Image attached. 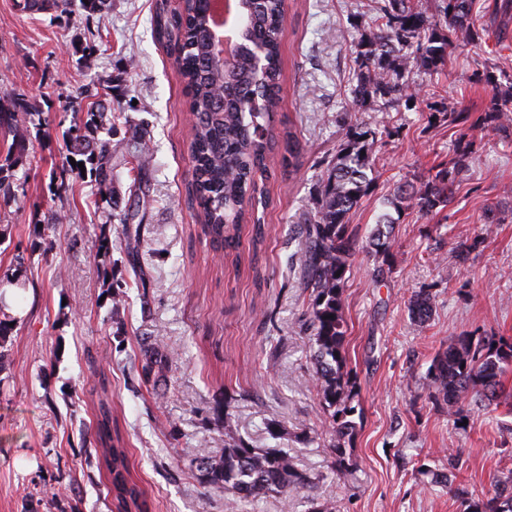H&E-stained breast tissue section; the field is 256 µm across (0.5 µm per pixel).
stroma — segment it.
Wrapping results in <instances>:
<instances>
[{"instance_id":"obj_1","label":"stroma","mask_w":512,"mask_h":512,"mask_svg":"<svg viewBox=\"0 0 512 512\" xmlns=\"http://www.w3.org/2000/svg\"><path fill=\"white\" fill-rule=\"evenodd\" d=\"M155 2L106 0L67 18L0 0V96L23 97L41 115L22 163L0 174V277L27 284L4 309L16 325L0 350V512H110L92 442L103 397L149 512H311L316 501L333 512H458L452 489L492 492L512 469V406L478 405L454 423L428 399L426 375L461 332L512 338V124L475 135L448 207L400 217L387 280L374 281L373 256L352 262L345 355L361 418L344 477L313 381L300 257L345 122L379 132L374 189L349 217L363 238L387 195L447 155L448 102L484 110L492 92L481 75L512 73V11L483 10L477 41L454 43L437 71L405 74L420 93L415 109L356 113L353 45L374 22V0H286L279 117L302 150L290 168L273 159L264 238L253 244L251 225L241 226L237 265L213 249L191 204L184 83L154 36ZM74 99L116 114L113 143L134 124L149 147L144 168H120L100 206L88 204L89 179L63 167ZM128 210L133 224L116 222ZM51 215L48 252L40 240ZM104 224L113 245L103 258ZM460 242L470 248L464 266ZM110 281L122 286L120 305L105 298ZM421 291L432 313L417 326L409 302ZM148 349L167 356L165 385L143 378ZM228 417L252 447L288 449L309 485L250 502L211 490L195 452L223 449Z\"/></svg>"}]
</instances>
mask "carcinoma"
<instances>
[{
  "mask_svg": "<svg viewBox=\"0 0 512 512\" xmlns=\"http://www.w3.org/2000/svg\"><path fill=\"white\" fill-rule=\"evenodd\" d=\"M477 0H437L435 12L427 14L414 0H377L382 23L355 42V84L351 104L367 110L385 106L399 112L415 107L419 96L404 74L412 68L427 73L438 70L448 58L454 40L475 38L473 15ZM246 16L244 38L263 46L260 58L239 53L226 67L212 51L206 24L208 0H186L184 12L174 21L164 16V3L156 5L154 30L174 56L183 79L187 105L193 116L191 161L192 194L201 219V230L212 243L226 252L239 250V224L253 208L258 182L271 175L267 158L276 144L283 145L282 163L293 166L301 153L297 137L290 131H275L280 102L282 57L281 38L285 21L284 0H240ZM448 33H442V27ZM512 82L492 97L484 112L459 104L445 109L448 126L458 137L448 158L431 168L432 174L411 189L402 188L386 199V205L400 215L412 210L429 215L445 208L455 197L460 174L472 163L469 135L489 122L509 120ZM20 97L0 99V135L12 145L25 147V128L19 111ZM106 137H99L100 131ZM112 118L104 112L75 113L68 129V156L88 165L87 173L97 185L100 201L112 192L118 160L141 162L147 144L136 131L122 142L121 155L112 153ZM377 132L363 123L345 128L336 152L322 179L318 210L304 225L301 263L303 288L310 293L307 331L313 347L314 381L323 407L330 418L328 433L336 472H352L351 449L356 423L352 401L356 377L345 356L347 322L344 312V284L352 260L359 250L349 230V214L375 186L374 146ZM268 204V200L257 201ZM392 213V214H394ZM386 212L366 239L365 247L382 258L374 269L378 282L384 281V266L393 258L392 228L396 219ZM409 308L417 324L432 312L430 299L415 294ZM512 365V341L473 336L463 332L433 358L428 371L429 398L441 404L448 416H460L477 402H493L502 393V376ZM95 441L102 448V462L108 472L115 512H147L141 492L129 479V461L119 437L112 436V410L100 404ZM194 461L211 489L231 490L241 501L272 493H286L303 487L307 477L300 473L284 448H254L224 420V452L215 455L199 449ZM463 512H512V475L499 480L494 491L481 498L459 491Z\"/></svg>",
  "mask_w": 512,
  "mask_h": 512,
  "instance_id": "1",
  "label": "carcinoma"
}]
</instances>
